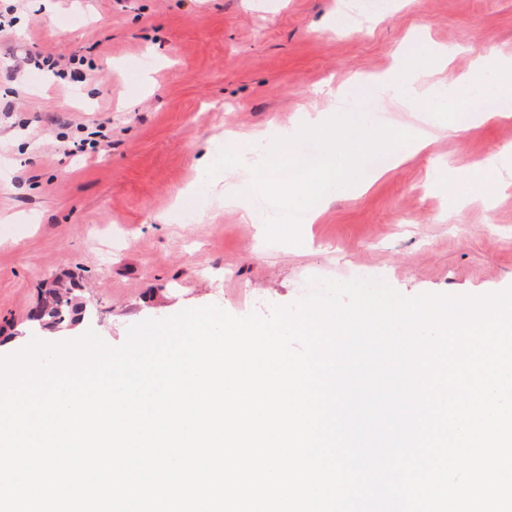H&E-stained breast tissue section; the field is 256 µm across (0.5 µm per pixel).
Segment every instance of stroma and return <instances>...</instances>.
<instances>
[{
    "label": "stroma",
    "mask_w": 512,
    "mask_h": 512,
    "mask_svg": "<svg viewBox=\"0 0 512 512\" xmlns=\"http://www.w3.org/2000/svg\"><path fill=\"white\" fill-rule=\"evenodd\" d=\"M339 0H0L12 10L0 53L31 46L92 61L84 82L0 68V339L61 343L94 331L122 345L129 328L215 305L269 316L310 278L357 270L407 297L482 296L512 288V177L483 160L512 148V118L469 124L478 104L447 114L375 104L373 123L430 130L427 148L367 187L336 196L297 244L270 243L243 219L263 197L228 207L240 187L206 168L228 130L266 150L279 130L328 111V88L381 74L398 54L455 48L434 82L454 87L476 53L512 56V0H388L389 15L347 30ZM96 148L65 156L80 126ZM66 273L94 313L33 330L46 282Z\"/></svg>",
    "instance_id": "35a3bbf8"
}]
</instances>
